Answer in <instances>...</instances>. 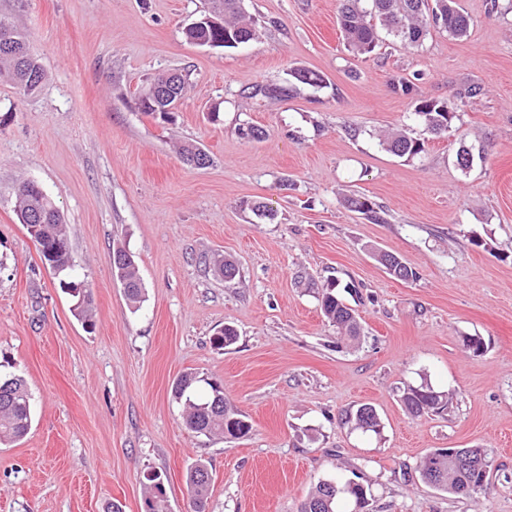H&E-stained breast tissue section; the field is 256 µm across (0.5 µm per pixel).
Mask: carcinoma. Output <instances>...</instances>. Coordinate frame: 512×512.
<instances>
[{
  "label": "carcinoma",
  "instance_id": "1",
  "mask_svg": "<svg viewBox=\"0 0 512 512\" xmlns=\"http://www.w3.org/2000/svg\"><path fill=\"white\" fill-rule=\"evenodd\" d=\"M243 0H222L224 5V29L189 30L185 32L188 41L202 38L226 36L231 39L229 48H236L255 39L256 29L246 19L241 8ZM342 5L337 24L345 45L353 55L369 57L380 46V32H385L404 47L415 48L422 44L430 29H439L456 39H464L470 34L471 21L458 6L457 0H372L371 9L363 7V0H341ZM28 44L24 33L17 30L8 21L0 18V72L6 73L20 86L25 94L38 92L45 81V73L32 53L22 52V46ZM290 79L281 85L260 87L250 93V97L259 94L265 97L289 98L299 90V86H323V77L308 69H293ZM397 78L391 86L395 93L412 99L413 115L423 130L432 136L448 132L454 119L458 118L459 105L449 99L427 97L419 94L415 80ZM380 144L400 158L412 159L425 152L427 140L417 138L405 130L388 132L382 135ZM18 199L17 215L20 223L30 224V219H39L38 231L32 239L38 246L41 259L49 261L46 252L60 247L68 241L63 217L54 201L46 194L32 188V182L22 181L16 189ZM347 204L367 219L379 220L374 204L363 196H350ZM242 208L250 210L260 219L274 220L275 211L259 201H244ZM380 264L390 261L400 270L397 279L414 281L418 272L408 266L402 258L392 252L379 251L375 254ZM116 275L123 285L124 293L130 303L143 302L144 291L139 275L138 264L132 261L126 264ZM66 292L72 297L74 316L86 329L94 328L91 312V295L88 289L77 287V282L60 281ZM323 315L344 336L353 340L360 338L361 325L355 311L346 305L334 293L333 285L322 289L318 295ZM237 333L233 326L226 325L215 334L211 344L222 349L236 342ZM204 383L208 390L199 394L198 384ZM174 397L183 402L185 426L192 432L204 436H218L225 439H238L246 436L251 425L245 416L239 414L231 403L223 398L224 388L220 381L201 378L193 372L182 374L173 385ZM405 410L416 417L441 414L448 408V393L437 391L431 385L406 386L400 396ZM377 415L370 404H361L346 414L347 421L363 432L380 434L381 422L369 420V415ZM32 423L31 398L26 381L16 375L0 376V444H12L21 440L29 431ZM463 457H445L440 461L424 455L418 464L422 478H433L432 484L442 492L452 495H469L486 489L487 468L492 465L490 450L487 448H463ZM148 497L145 499L146 512H160L165 487L162 475L148 472L144 475ZM186 483L191 499L192 512H205L208 507V491L211 474L208 466L197 461L190 465L186 473ZM370 490L365 485L346 482L336 484L335 496L330 493L321 480L312 488L302 502L299 512H337L336 504L347 498L354 507L362 509L368 505Z\"/></svg>",
  "mask_w": 512,
  "mask_h": 512
}]
</instances>
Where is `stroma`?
Wrapping results in <instances>:
<instances>
[{"label": "stroma", "mask_w": 512, "mask_h": 512, "mask_svg": "<svg viewBox=\"0 0 512 512\" xmlns=\"http://www.w3.org/2000/svg\"><path fill=\"white\" fill-rule=\"evenodd\" d=\"M467 39L431 30L421 46L384 41L354 57L339 0H244L258 37L236 48L188 42L208 0H0L46 73L38 93L0 77V367L23 377L33 422L0 447V512H145L144 475L162 474L166 512H190L188 466L211 472L208 512H298L321 480L360 478L369 512H512V0H458ZM324 87L261 102L252 87L290 70ZM179 72L170 120L144 114L140 90ZM419 75L441 99L474 86L447 136L413 160L379 136L415 126L396 77ZM262 127L243 139V122ZM194 143L208 167L185 163ZM482 151L469 171L460 145ZM32 180L55 201L95 328L72 313L60 277L16 213ZM359 193L384 223L349 209ZM264 200L274 221L241 207ZM136 257L144 301L132 307L112 270ZM420 277L401 281L377 251ZM234 260L224 281L215 257ZM336 282L360 342L341 338L318 289ZM233 325L224 350L212 334ZM480 337L473 355L462 339ZM215 378L252 425L240 439L189 431L172 387ZM450 393L445 414L414 417L405 385ZM368 403L380 434L346 423ZM487 448V488L468 496L426 485L436 448ZM375 257H376L377 261L388 271V273L396 279H399L402 281H410V280L414 281L419 278L418 272L415 269L408 266L402 260V258L395 253L379 251V252H376ZM386 260H390V262L392 263V266L396 267V272H397V268L400 270L399 275L393 274L391 271H389L388 266L385 263Z\"/></svg>", "instance_id": "1"}]
</instances>
